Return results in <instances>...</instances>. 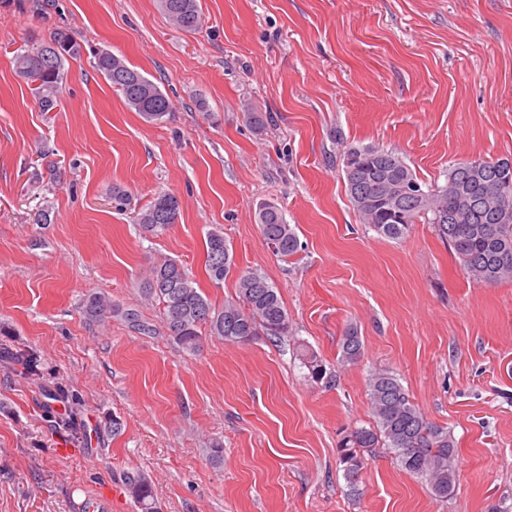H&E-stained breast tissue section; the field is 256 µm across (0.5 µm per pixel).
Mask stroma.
<instances>
[{
  "label": "stroma",
  "mask_w": 512,
  "mask_h": 512,
  "mask_svg": "<svg viewBox=\"0 0 512 512\" xmlns=\"http://www.w3.org/2000/svg\"><path fill=\"white\" fill-rule=\"evenodd\" d=\"M198 5L187 33L158 0H0V343L35 353L40 371L0 362V512H139L125 486L136 471L159 512H512V281H474L433 225L396 241L360 223L343 164L375 146L441 185L451 163L512 158V0ZM61 27L86 51L43 112L13 59ZM96 48L161 88L164 122L128 108L92 67ZM163 192L181 217L145 234L136 215ZM264 201L297 231L289 259L262 238ZM42 209L49 223H36ZM216 224L235 261L219 284L205 271ZM166 259L218 307L242 271L264 274L291 334L205 333L186 352L142 293ZM93 292L150 332L88 321ZM352 324L363 356L344 366ZM301 344L330 385L308 380ZM379 369L451 429L448 501L381 447L349 494L338 441L369 425ZM55 385L66 402L47 396Z\"/></svg>",
  "instance_id": "1"
}]
</instances>
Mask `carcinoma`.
Listing matches in <instances>:
<instances>
[{"label":"carcinoma","instance_id":"obj_1","mask_svg":"<svg viewBox=\"0 0 512 512\" xmlns=\"http://www.w3.org/2000/svg\"><path fill=\"white\" fill-rule=\"evenodd\" d=\"M165 15L179 29L197 30L201 14L197 0H160ZM83 51L63 29L48 42L20 53L15 58L18 74L31 86V92L44 112L56 108L64 80L65 61ZM94 68L124 98L127 106L149 121H162L171 112L167 96L142 72L114 54L93 52ZM363 160L361 174L345 170L351 203L362 223L379 235L393 240L404 238L412 225H434L435 231L453 247L469 276L478 282L512 280V161L475 159L448 166L445 184L428 185L396 153L375 147L348 150ZM386 181L413 182L421 186L422 198L404 196L397 216L374 217L381 185ZM467 204L461 223L443 218L451 197ZM181 202L171 193H160L137 217L145 233L159 235L178 222ZM265 243H273V253L290 257L300 251L297 232L288 224L283 211L265 203L256 212ZM206 269L209 278L224 281L233 266V255L224 238V229L212 227L206 235ZM145 295L162 304L164 320L173 339L186 351L199 349L200 330L229 343L248 341L256 336L279 339L290 334L288 312L268 279L257 271H244L237 281L236 298L217 308L186 273L183 264L168 259L155 265L143 287ZM83 313L91 321L104 324L116 315L112 301L103 294H90ZM363 353L358 328L348 327L340 342V362L357 363ZM299 360L308 370L310 381L318 384L332 378V372L315 353L300 351ZM373 422L354 427L339 442L342 464L350 491H355L365 467V455L375 448L390 449L399 465L409 474L427 482L435 499L452 497L458 483L455 440L451 431L430 421L414 403L408 390L389 370L373 372L367 382ZM126 485L141 512H158L150 477L143 473L126 476Z\"/></svg>","mask_w":512,"mask_h":512}]
</instances>
